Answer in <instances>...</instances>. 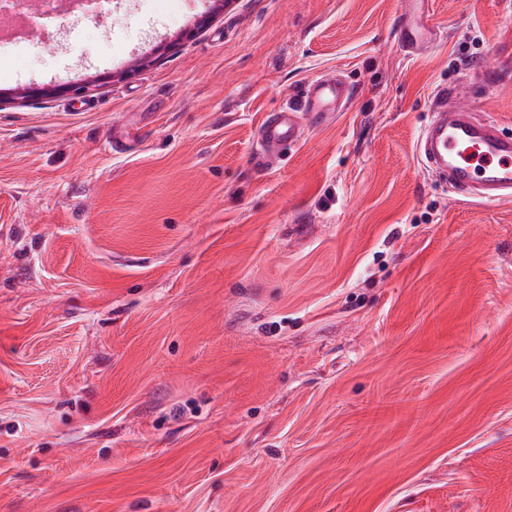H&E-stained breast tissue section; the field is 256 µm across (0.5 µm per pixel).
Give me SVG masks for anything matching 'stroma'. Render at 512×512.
Instances as JSON below:
<instances>
[{"mask_svg":"<svg viewBox=\"0 0 512 512\" xmlns=\"http://www.w3.org/2000/svg\"><path fill=\"white\" fill-rule=\"evenodd\" d=\"M115 0L0 91V512H512V201L416 154L472 80L512 134V0ZM350 108L280 160L264 115ZM123 143L112 151V140ZM428 0H403L402 20L398 38L402 47L408 52H416L434 42L435 29L427 23L424 28L418 27L415 17ZM352 97L349 80L340 74L325 75L309 81L301 104L269 112L257 129V141L265 154L281 157L305 136L311 119L325 112H342Z\"/></svg>","mask_w":512,"mask_h":512,"instance_id":"1","label":"stroma"}]
</instances>
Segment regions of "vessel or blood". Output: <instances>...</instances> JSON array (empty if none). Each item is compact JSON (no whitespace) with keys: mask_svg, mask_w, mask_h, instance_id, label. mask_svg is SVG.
Instances as JSON below:
<instances>
[{"mask_svg":"<svg viewBox=\"0 0 512 512\" xmlns=\"http://www.w3.org/2000/svg\"><path fill=\"white\" fill-rule=\"evenodd\" d=\"M426 2L402 0L398 38L406 51L422 50L434 41V27L415 23ZM351 97L345 76L315 78L305 85L299 107L266 114L257 129V141L264 153L282 156L304 138L311 119L343 111ZM430 112L431 120L417 139L424 169L465 195L491 201L512 199V138L477 117L465 88L438 89Z\"/></svg>","mask_w":512,"mask_h":512,"instance_id":"vessel-or-blood-1","label":"vessel or blood"}]
</instances>
